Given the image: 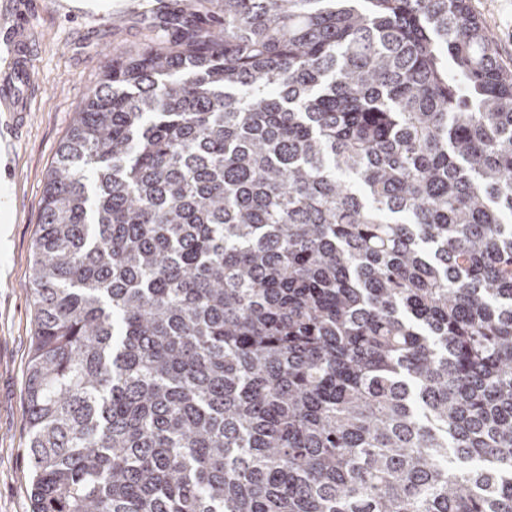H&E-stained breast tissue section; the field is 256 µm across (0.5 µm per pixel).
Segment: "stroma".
Returning a JSON list of instances; mask_svg holds the SVG:
<instances>
[{"instance_id":"stroma-1","label":"stroma","mask_w":512,"mask_h":512,"mask_svg":"<svg viewBox=\"0 0 512 512\" xmlns=\"http://www.w3.org/2000/svg\"><path fill=\"white\" fill-rule=\"evenodd\" d=\"M172 0H0L33 28L35 92L21 123L0 112V512H31L25 382L33 333L32 242L44 190L76 111L113 53L169 41ZM512 69V0H469Z\"/></svg>"}]
</instances>
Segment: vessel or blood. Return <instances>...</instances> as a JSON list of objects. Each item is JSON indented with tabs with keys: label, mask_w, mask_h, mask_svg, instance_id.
<instances>
[{
	"label": "vessel or blood",
	"mask_w": 512,
	"mask_h": 512,
	"mask_svg": "<svg viewBox=\"0 0 512 512\" xmlns=\"http://www.w3.org/2000/svg\"><path fill=\"white\" fill-rule=\"evenodd\" d=\"M0 28L7 34L6 47L0 51V112L17 116L32 85L35 34L5 12L0 13Z\"/></svg>",
	"instance_id": "b4317fda"
}]
</instances>
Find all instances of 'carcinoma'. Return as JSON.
Masks as SVG:
<instances>
[{
    "label": "carcinoma",
    "mask_w": 512,
    "mask_h": 512,
    "mask_svg": "<svg viewBox=\"0 0 512 512\" xmlns=\"http://www.w3.org/2000/svg\"><path fill=\"white\" fill-rule=\"evenodd\" d=\"M34 240L31 512H512V72L468 0H182Z\"/></svg>",
    "instance_id": "carcinoma-1"
}]
</instances>
